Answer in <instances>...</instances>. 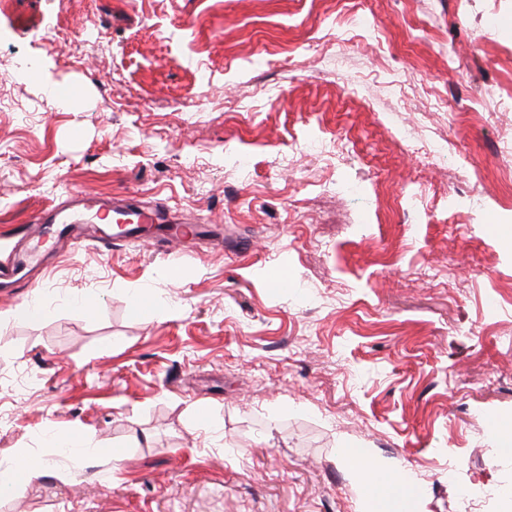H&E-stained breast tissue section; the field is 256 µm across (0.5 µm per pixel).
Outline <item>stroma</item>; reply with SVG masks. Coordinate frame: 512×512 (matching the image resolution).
<instances>
[{
  "label": "stroma",
  "instance_id": "35a3bbf8",
  "mask_svg": "<svg viewBox=\"0 0 512 512\" xmlns=\"http://www.w3.org/2000/svg\"><path fill=\"white\" fill-rule=\"evenodd\" d=\"M365 9L0 0V262L84 191L223 230L0 288V512H359L345 442L421 512L512 485V0ZM31 460V457L26 454H20L18 455V458L15 460L12 467H10L7 470H3L1 472V492L2 487L8 488V492L15 493L17 490H19L23 485H25L29 478L37 472H40V469L35 466H29L32 465L33 461ZM27 461L23 464V468L21 469L19 467V464Z\"/></svg>",
  "mask_w": 512,
  "mask_h": 512
}]
</instances>
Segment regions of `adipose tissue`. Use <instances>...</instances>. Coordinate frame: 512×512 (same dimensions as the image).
Returning a JSON list of instances; mask_svg holds the SVG:
<instances>
[{"label": "adipose tissue", "instance_id": "1", "mask_svg": "<svg viewBox=\"0 0 512 512\" xmlns=\"http://www.w3.org/2000/svg\"><path fill=\"white\" fill-rule=\"evenodd\" d=\"M340 455L349 467L363 476L366 495L400 497L412 508L419 503V494L409 490L414 480L408 472L399 468L394 470L371 469L369 451L365 448H354L347 445L341 448Z\"/></svg>", "mask_w": 512, "mask_h": 512}]
</instances>
